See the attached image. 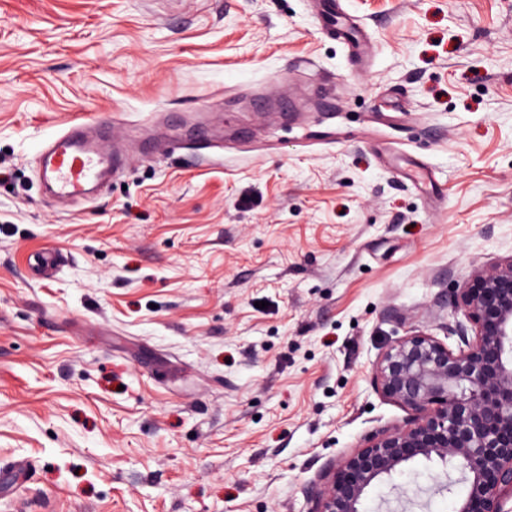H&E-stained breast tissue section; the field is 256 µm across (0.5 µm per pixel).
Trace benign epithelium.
<instances>
[{
    "label": "benign epithelium",
    "instance_id": "obj_1",
    "mask_svg": "<svg viewBox=\"0 0 512 512\" xmlns=\"http://www.w3.org/2000/svg\"><path fill=\"white\" fill-rule=\"evenodd\" d=\"M456 301L467 317L453 329L457 349L415 331L377 356L375 388L413 418L329 466L310 512H361L376 480L417 457L460 473L455 512H512V256L475 271Z\"/></svg>",
    "mask_w": 512,
    "mask_h": 512
}]
</instances>
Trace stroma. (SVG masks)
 Here are the masks:
<instances>
[{
	"label": "stroma",
	"mask_w": 512,
	"mask_h": 512,
	"mask_svg": "<svg viewBox=\"0 0 512 512\" xmlns=\"http://www.w3.org/2000/svg\"><path fill=\"white\" fill-rule=\"evenodd\" d=\"M315 5L0 0V512H309L412 416L376 357L512 256V0H341L362 62ZM101 114L122 174L52 200ZM464 492L419 458L361 510ZM106 123L75 119L45 143L39 154L40 176L56 197L86 199L95 184L120 168L123 157L105 143L110 133ZM94 124L96 136L89 132Z\"/></svg>",
	"instance_id": "1"
}]
</instances>
